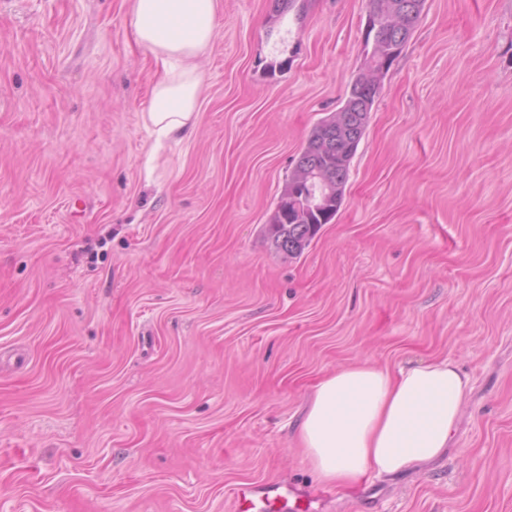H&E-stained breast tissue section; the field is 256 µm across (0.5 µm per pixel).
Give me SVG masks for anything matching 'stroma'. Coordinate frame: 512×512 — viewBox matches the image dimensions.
Listing matches in <instances>:
<instances>
[{
    "label": "stroma",
    "instance_id": "35a3bbf8",
    "mask_svg": "<svg viewBox=\"0 0 512 512\" xmlns=\"http://www.w3.org/2000/svg\"><path fill=\"white\" fill-rule=\"evenodd\" d=\"M186 132L132 0H0V512H512V0H425L335 219L265 227L371 49L368 0H219ZM277 64L269 72V64ZM470 378L443 453L353 491L295 430L341 366ZM283 486L267 483L261 486L239 484L230 490L233 512H259L261 505L276 499H287Z\"/></svg>",
    "mask_w": 512,
    "mask_h": 512
}]
</instances>
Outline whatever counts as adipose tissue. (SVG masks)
<instances>
[{
	"instance_id": "ef3b65f1",
	"label": "adipose tissue",
	"mask_w": 512,
	"mask_h": 512,
	"mask_svg": "<svg viewBox=\"0 0 512 512\" xmlns=\"http://www.w3.org/2000/svg\"><path fill=\"white\" fill-rule=\"evenodd\" d=\"M219 0H133L136 42L161 65L146 118L180 133L193 122L204 83L198 61L215 35ZM470 385L451 360L391 371L342 367L314 387L297 437L323 483L358 487L368 473L393 474L448 446Z\"/></svg>"
}]
</instances>
